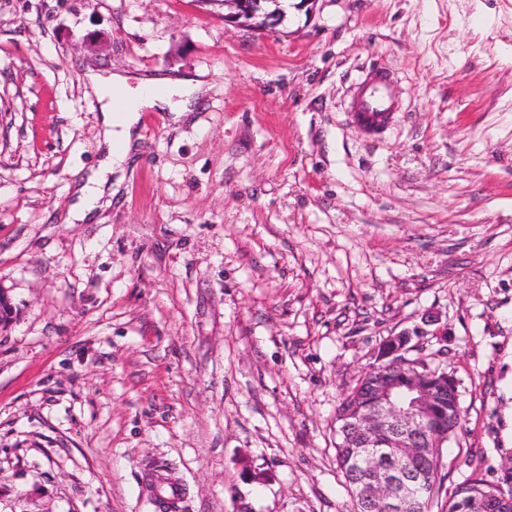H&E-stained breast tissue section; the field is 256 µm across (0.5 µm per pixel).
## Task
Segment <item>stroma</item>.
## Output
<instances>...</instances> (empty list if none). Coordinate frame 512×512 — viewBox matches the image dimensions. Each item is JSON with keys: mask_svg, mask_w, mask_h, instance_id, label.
<instances>
[{"mask_svg": "<svg viewBox=\"0 0 512 512\" xmlns=\"http://www.w3.org/2000/svg\"><path fill=\"white\" fill-rule=\"evenodd\" d=\"M89 66L210 90L142 112L116 201L70 224ZM372 66L401 109L370 134ZM0 291V512H161L170 483L178 512H350L336 410L407 329L465 415L444 489L502 482L512 0H316L273 35L220 0H0Z\"/></svg>", "mask_w": 512, "mask_h": 512, "instance_id": "35a3bbf8", "label": "stroma"}]
</instances>
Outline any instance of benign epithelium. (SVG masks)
<instances>
[{"label":"benign epithelium","mask_w":512,"mask_h":512,"mask_svg":"<svg viewBox=\"0 0 512 512\" xmlns=\"http://www.w3.org/2000/svg\"><path fill=\"white\" fill-rule=\"evenodd\" d=\"M233 10L224 14V22L245 26L261 33H276L285 21L282 0H225ZM411 339L408 332H400L386 339L379 346L374 363L360 376L370 382L373 405L361 409L356 406L346 413L343 432L348 436H362V447L366 448L367 463L375 465L377 455L373 448L382 445L383 430L390 424L399 427L404 435L411 436L409 443L400 442L405 457H413L423 448H431L440 439L432 426L438 413L434 387L420 380L402 384L386 378L382 370L388 361L406 347ZM400 467L377 469V475L368 489V497L377 503L384 512H401L404 501L412 496L413 487L401 481Z\"/></svg>","instance_id":"benign-epithelium-1"}]
</instances>
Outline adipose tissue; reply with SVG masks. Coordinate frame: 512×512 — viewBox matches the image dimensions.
<instances>
[{"label":"adipose tissue","instance_id":"adipose-tissue-1","mask_svg":"<svg viewBox=\"0 0 512 512\" xmlns=\"http://www.w3.org/2000/svg\"><path fill=\"white\" fill-rule=\"evenodd\" d=\"M85 77L101 90L105 103L102 107V159L93 177L76 188L77 201L71 217L79 222L87 220L93 211L109 206L113 196L118 194L120 184L114 176L126 172L138 150L137 123L141 112L164 110L170 112L173 122L177 123L188 117L209 90L204 80L172 78L160 72L132 75L91 68ZM119 97L129 102L120 112L112 107L113 100Z\"/></svg>","mask_w":512,"mask_h":512}]
</instances>
